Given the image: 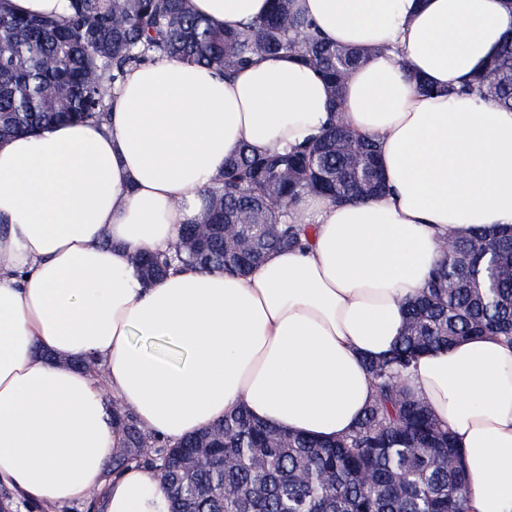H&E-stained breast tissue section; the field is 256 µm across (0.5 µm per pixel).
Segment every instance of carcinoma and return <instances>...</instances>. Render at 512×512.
Returning <instances> with one entry per match:
<instances>
[{"mask_svg": "<svg viewBox=\"0 0 512 512\" xmlns=\"http://www.w3.org/2000/svg\"><path fill=\"white\" fill-rule=\"evenodd\" d=\"M383 50L325 41L296 0H272L266 18L239 31L195 14L189 0H71L63 19L25 17L0 0V140L55 123L105 121L126 72L158 56L229 75L258 57L293 54L321 73L337 112L347 76ZM477 81L486 99L512 109L511 36ZM385 188L377 139L341 125L273 154L243 145L225 159L204 208L172 247L140 252L133 262L149 283L176 265L244 275L273 250L308 247L311 226L293 216L302 196L342 204ZM244 212L255 228L236 235L254 239L251 253L227 237ZM406 315L390 353L365 361L375 397L348 434L313 440L267 426L241 407L172 444L114 410L122 448L112 470L136 462L153 471L171 512H469V478L455 436L400 380L434 347L484 335L512 345V225L472 230L442 250ZM202 446L213 449L211 457L186 474L181 458ZM301 472L309 479L298 480Z\"/></svg>", "mask_w": 512, "mask_h": 512, "instance_id": "obj_1", "label": "carcinoma"}]
</instances>
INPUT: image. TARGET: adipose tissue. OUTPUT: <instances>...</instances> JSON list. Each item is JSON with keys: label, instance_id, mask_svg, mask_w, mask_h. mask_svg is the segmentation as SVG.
<instances>
[{"label": "adipose tissue", "instance_id": "ef3b65f1", "mask_svg": "<svg viewBox=\"0 0 512 512\" xmlns=\"http://www.w3.org/2000/svg\"><path fill=\"white\" fill-rule=\"evenodd\" d=\"M327 41L386 43L331 110L315 69L264 56L231 77L159 58L112 93L110 123L0 141V482L45 512L105 493L104 512H168L152 473L110 465L113 405L174 441L247 407L321 439L348 433L442 239L512 224V110L466 85L512 31V0H298ZM228 29L269 0H190ZM438 93L417 92L415 77ZM379 135L389 190L338 204L306 195L309 248L245 277L181 269L144 285L140 250L167 249L241 145L267 153L332 123ZM104 368L103 379L76 369ZM406 385L457 437L470 512H512V346L432 350Z\"/></svg>", "mask_w": 512, "mask_h": 512}]
</instances>
